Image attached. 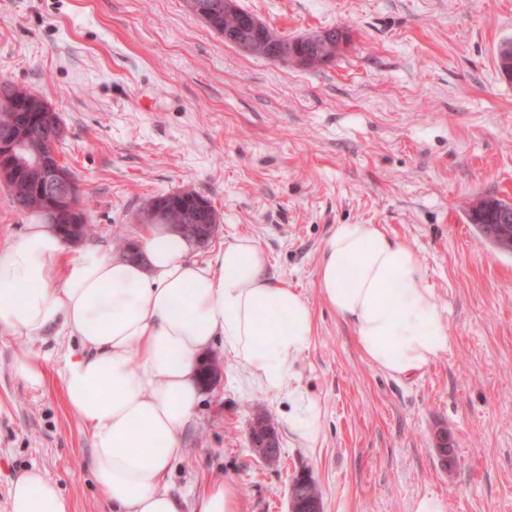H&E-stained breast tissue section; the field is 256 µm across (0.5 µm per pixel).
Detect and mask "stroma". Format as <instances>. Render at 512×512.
Masks as SVG:
<instances>
[{"label": "stroma", "mask_w": 512, "mask_h": 512, "mask_svg": "<svg viewBox=\"0 0 512 512\" xmlns=\"http://www.w3.org/2000/svg\"><path fill=\"white\" fill-rule=\"evenodd\" d=\"M237 2L285 38L342 26L352 43L305 69L240 52L183 0H0V80L58 113L57 157L90 203L89 243L117 252L147 232L149 200L191 189L220 222L192 259L251 236L273 278L311 307L293 384L321 407L316 441L292 429L296 407L216 345L220 373L171 491L191 505L226 479L241 512H287L305 470L323 512H411L425 495L446 512H512V254L468 217L482 198L512 204V80L495 62L512 39V0ZM339 224L380 225L424 265L449 346L421 374L397 380L370 364L323 300L317 270ZM78 348L0 333V512L33 467L70 512H110L91 435L64 394L65 356ZM21 355L42 364L40 389L17 376ZM261 413L279 437L273 465L248 447Z\"/></svg>", "instance_id": "obj_1"}]
</instances>
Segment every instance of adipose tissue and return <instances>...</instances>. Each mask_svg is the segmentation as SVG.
<instances>
[{"label": "adipose tissue", "mask_w": 512, "mask_h": 512, "mask_svg": "<svg viewBox=\"0 0 512 512\" xmlns=\"http://www.w3.org/2000/svg\"><path fill=\"white\" fill-rule=\"evenodd\" d=\"M164 224L132 261L89 245L67 249L46 218L0 244V330L29 340L78 339L66 357L68 406L92 434L91 469L112 512H184L168 478L200 398L199 365L222 341L267 390L295 396L293 364L308 349V302L268 274L250 236L211 261ZM320 293L349 321L370 363L393 378L421 373L447 351L448 325L415 251L376 224H339L317 273ZM8 512H70L57 482L34 468L12 483Z\"/></svg>", "instance_id": "adipose-tissue-1"}]
</instances>
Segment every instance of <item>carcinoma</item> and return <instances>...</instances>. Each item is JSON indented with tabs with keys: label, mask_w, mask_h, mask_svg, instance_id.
Segmentation results:
<instances>
[{
	"label": "carcinoma",
	"mask_w": 512,
	"mask_h": 512,
	"mask_svg": "<svg viewBox=\"0 0 512 512\" xmlns=\"http://www.w3.org/2000/svg\"><path fill=\"white\" fill-rule=\"evenodd\" d=\"M190 10L200 7L210 12L209 27L224 35L226 31H236L244 25L250 12L237 8V12L229 15L224 12V0H185ZM287 44V39L267 29L253 37L250 54L265 58L271 47ZM351 45V35L344 27H334L320 32L316 40L308 39L303 43L302 53L306 58L302 66L318 68L343 55L345 48ZM497 69L505 78L512 80V41L505 40L497 51ZM0 90L4 97L0 98V129L20 133L28 146L26 157L30 162L21 175L25 184L23 193H11L15 205L27 211H34L43 216L49 215V208L55 198L49 192L42 178L45 171L57 166L55 148L64 137L63 127L57 113L40 97L24 87L14 86L8 82H0ZM30 103L32 126L19 124L16 113ZM486 237L501 233H512V204L497 199H482L474 206L469 215ZM208 215L189 203L166 209L158 216L149 220L151 224H180L184 226L183 234L191 238L203 232L202 225L207 223ZM56 227L67 242L72 238H82L93 231L87 223L73 224L68 217H60Z\"/></svg>",
	"instance_id": "1"
}]
</instances>
